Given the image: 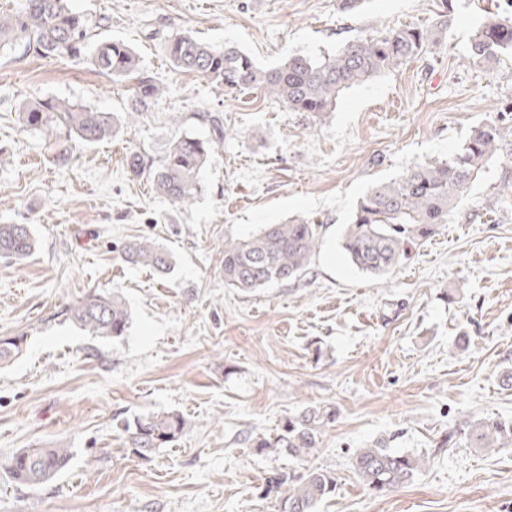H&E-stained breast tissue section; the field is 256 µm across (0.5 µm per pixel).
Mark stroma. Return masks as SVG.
<instances>
[{
	"label": "stroma",
	"mask_w": 512,
	"mask_h": 512,
	"mask_svg": "<svg viewBox=\"0 0 512 512\" xmlns=\"http://www.w3.org/2000/svg\"><path fill=\"white\" fill-rule=\"evenodd\" d=\"M489 0H452L446 38L397 69L345 90L322 119L261 91L228 92L175 68L165 45L190 34L231 43L265 68L314 59L384 29L428 27L440 0H70L89 45L125 41L165 95L111 139L84 145L61 126L24 127L43 99L127 112L129 86L89 56L41 58L0 47V224L31 225L37 246L0 258V336L24 347L0 365V462L62 443L74 456L28 487L0 470V512H278L277 473H334L317 512H512V448L487 452L448 432L512 418V135L448 223L390 274L367 276L340 246L361 195L411 166L444 159L512 102V56L465 62ZM228 136L200 173L203 193L178 205L130 158L157 167L178 138ZM306 218L322 244L298 279L250 292L224 285V242ZM148 237L168 251L162 275L126 264L122 245ZM118 289L130 327L116 340L76 327L69 309ZM468 339L466 347L455 344ZM333 405L313 455L258 452L249 440L284 417ZM174 412L189 423L142 460L121 425ZM385 440L426 460L402 487L374 495L350 468Z\"/></svg>",
	"instance_id": "stroma-1"
}]
</instances>
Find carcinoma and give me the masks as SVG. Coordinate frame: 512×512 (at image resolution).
<instances>
[{
    "instance_id": "cac0c4a2",
    "label": "carcinoma",
    "mask_w": 512,
    "mask_h": 512,
    "mask_svg": "<svg viewBox=\"0 0 512 512\" xmlns=\"http://www.w3.org/2000/svg\"><path fill=\"white\" fill-rule=\"evenodd\" d=\"M449 15L444 10L431 28L405 27L352 40L335 53L313 59L295 55L274 68H262L241 49L215 48L183 34L169 39L171 63L192 71L227 91L260 89L292 112L322 118L336 110L346 89L393 70L426 53L445 38ZM87 31L72 12L68 0H23L13 14L0 15V45L21 43L38 57L77 56L84 52ZM512 55V0H494L493 10L474 31L466 54L471 65H485ZM92 64L118 81L134 82L131 112L119 116L99 112L66 100H40L25 108L22 123L30 127L64 126L78 140L93 144L112 137L118 125L134 112H143L164 94L154 77L142 69L134 50L121 40L96 44ZM212 124L215 137H181L169 147L161 164L149 172L156 192L179 205L192 202L201 192L199 173L215 150L224 145L227 129L220 118L201 113ZM511 127L498 123L476 128L460 148L446 159L417 164L388 182L370 185L359 198L341 247L360 272L380 277L388 274L409 253V246L425 240L448 223L470 185L498 152ZM36 242L27 224H0V256L17 262L25 259ZM321 245V225L295 218L284 224H267L243 238L224 241V285L248 291L300 277ZM122 258L135 266L167 272L172 261L167 252L147 238L132 240L121 248ZM71 319L91 336L114 340L125 335L130 315L117 292L92 294L74 304ZM24 337L0 336V364H8L23 350ZM336 420V411L307 407L283 419L274 435L252 439L259 451L286 448L297 457L319 447L323 429ZM187 421L177 413L141 415L123 425L129 447L147 459L158 448L176 441ZM472 448L512 447V418L478 420L464 428ZM72 451L60 445L23 449L11 456L4 470L28 486L42 485L65 470ZM425 466L422 458L397 453L382 441L359 449L351 457L357 478L378 494L408 482ZM336 495V479L314 469L288 489L279 512H316L317 505Z\"/></svg>"
}]
</instances>
